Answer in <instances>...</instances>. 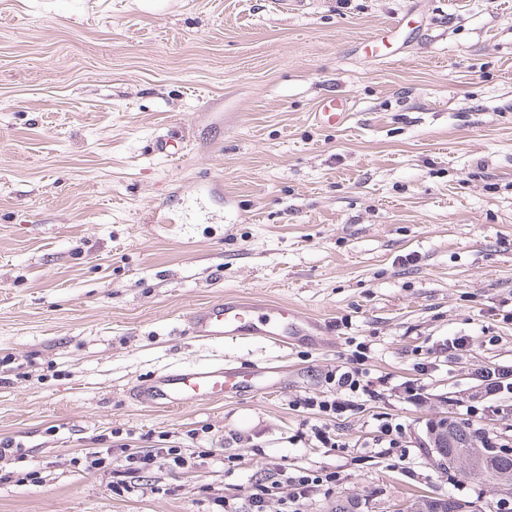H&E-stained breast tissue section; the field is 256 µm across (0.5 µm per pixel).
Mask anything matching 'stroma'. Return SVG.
Masks as SVG:
<instances>
[{
	"mask_svg": "<svg viewBox=\"0 0 512 512\" xmlns=\"http://www.w3.org/2000/svg\"><path fill=\"white\" fill-rule=\"evenodd\" d=\"M329 91L352 101L333 129L314 114ZM206 180L223 204L195 203ZM224 297L324 320L325 344L185 335ZM510 308L512 0H0V440L26 452L0 461V512H250L256 480L304 468L336 483L288 512L486 505L501 487L439 469L426 429L446 414L512 449V393L474 404L480 370L512 372ZM220 358L285 385L179 410L128 396ZM356 361L375 397L300 406ZM163 442L196 472L127 477L121 445Z\"/></svg>",
	"mask_w": 512,
	"mask_h": 512,
	"instance_id": "obj_1",
	"label": "stroma"
}]
</instances>
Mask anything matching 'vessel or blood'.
Returning <instances> with one entry per match:
<instances>
[{
  "label": "vessel or blood",
  "mask_w": 512,
  "mask_h": 512,
  "mask_svg": "<svg viewBox=\"0 0 512 512\" xmlns=\"http://www.w3.org/2000/svg\"><path fill=\"white\" fill-rule=\"evenodd\" d=\"M350 110L349 98L327 94L320 99L316 118L321 125L336 126L347 120ZM185 323L188 332L208 343L250 338L282 345L302 340L318 346L324 333L319 320L301 318L293 307L275 301L221 298L192 309ZM279 372L273 364L232 366L220 359L197 366L176 365L134 386L130 396L146 407L183 408L198 401H221L247 388L266 390Z\"/></svg>",
  "instance_id": "vessel-or-blood-1"
}]
</instances>
